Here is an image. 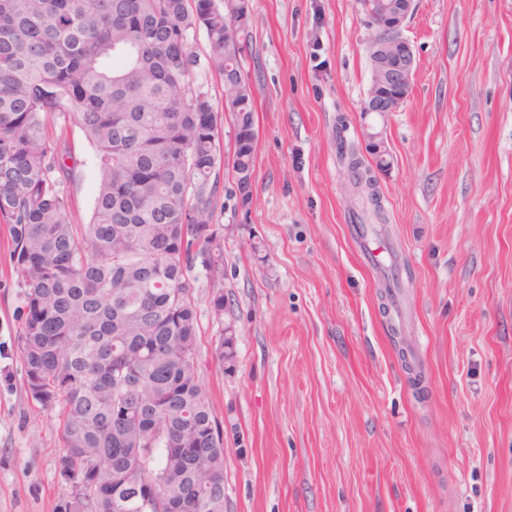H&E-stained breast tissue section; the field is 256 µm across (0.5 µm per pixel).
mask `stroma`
<instances>
[{
	"label": "stroma",
	"instance_id": "1",
	"mask_svg": "<svg viewBox=\"0 0 512 512\" xmlns=\"http://www.w3.org/2000/svg\"><path fill=\"white\" fill-rule=\"evenodd\" d=\"M251 5L240 38L258 131L252 201L222 174L223 279L194 270L224 512H512V0H416L411 91L383 118L363 110L375 27L360 0ZM66 134L84 224L96 161L75 123ZM345 149L383 195L376 240L401 283L389 315L385 278L353 232L378 220ZM9 242L0 224V512H58L63 444L24 386ZM225 327L234 356L221 366Z\"/></svg>",
	"mask_w": 512,
	"mask_h": 512
}]
</instances>
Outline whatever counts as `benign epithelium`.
<instances>
[{
	"label": "benign epithelium",
	"instance_id": "1",
	"mask_svg": "<svg viewBox=\"0 0 512 512\" xmlns=\"http://www.w3.org/2000/svg\"><path fill=\"white\" fill-rule=\"evenodd\" d=\"M414 0H381L379 18L393 34L376 40L370 59L371 82L366 102L371 111L382 116L394 112L399 100L390 90L404 82H412L415 57L411 44L401 31L413 12Z\"/></svg>",
	"mask_w": 512,
	"mask_h": 512
}]
</instances>
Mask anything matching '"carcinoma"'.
I'll use <instances>...</instances> for the list:
<instances>
[{"mask_svg": "<svg viewBox=\"0 0 512 512\" xmlns=\"http://www.w3.org/2000/svg\"><path fill=\"white\" fill-rule=\"evenodd\" d=\"M249 19L218 0H0V222L27 309L26 391L57 410L61 475L85 478L65 512H224L191 277L198 256L223 275L218 113L192 74L203 56L225 82L241 191L257 130L233 23ZM60 118L97 160L86 224L74 151L50 134Z\"/></svg>", "mask_w": 512, "mask_h": 512, "instance_id": "obj_1", "label": "carcinoma"}]
</instances>
